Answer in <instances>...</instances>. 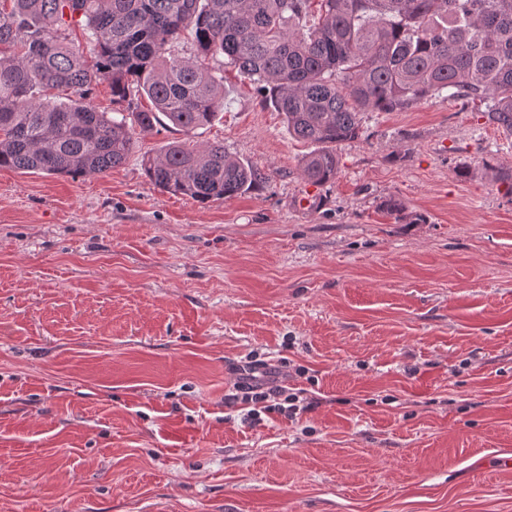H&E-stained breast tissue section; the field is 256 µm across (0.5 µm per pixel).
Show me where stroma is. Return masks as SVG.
<instances>
[{"label":"stroma","instance_id":"35a3bbf8","mask_svg":"<svg viewBox=\"0 0 512 512\" xmlns=\"http://www.w3.org/2000/svg\"><path fill=\"white\" fill-rule=\"evenodd\" d=\"M182 137L103 176L0 169V512H512V134L445 95L369 112L315 185L229 69L201 138L269 183L160 191L142 156ZM252 352L319 405L244 427Z\"/></svg>","mask_w":512,"mask_h":512}]
</instances>
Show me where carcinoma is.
Wrapping results in <instances>:
<instances>
[{"instance_id":"1","label":"carcinoma","mask_w":512,"mask_h":512,"mask_svg":"<svg viewBox=\"0 0 512 512\" xmlns=\"http://www.w3.org/2000/svg\"><path fill=\"white\" fill-rule=\"evenodd\" d=\"M9 2L0 8V168L100 176L126 162L136 134L167 121L188 139L142 157L155 187L203 202L249 192L268 176L222 142L191 139L224 110L226 67L265 93L288 135L315 146L301 174L316 185L336 178V145L358 137L369 111L446 91L512 133V0ZM76 27L86 55L69 40ZM187 32L196 54L179 58ZM220 55L218 70L202 64ZM104 79L127 104L119 119L88 102Z\"/></svg>"}]
</instances>
